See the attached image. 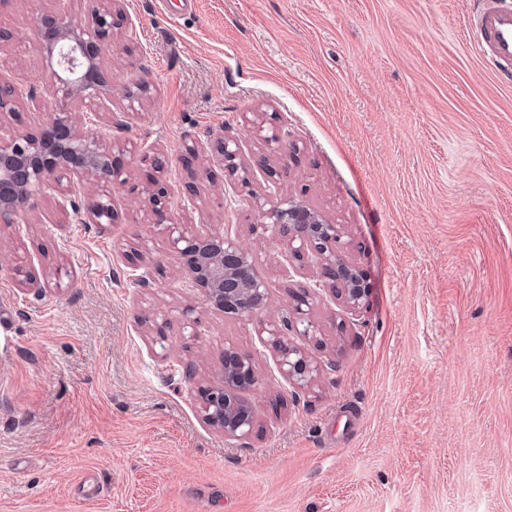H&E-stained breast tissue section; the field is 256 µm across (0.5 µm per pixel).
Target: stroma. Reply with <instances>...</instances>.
<instances>
[{"label": "stroma", "instance_id": "stroma-1", "mask_svg": "<svg viewBox=\"0 0 512 512\" xmlns=\"http://www.w3.org/2000/svg\"><path fill=\"white\" fill-rule=\"evenodd\" d=\"M183 2L126 0L135 49L112 47L97 128L136 182L135 148L163 145L179 192L187 147L225 135L249 158L257 126L283 128L284 189L348 226L369 293L353 322L313 299L320 334L296 343L319 372L295 392L251 325L186 287L138 200L114 192L118 220L91 224L37 197L0 224V512H512V83L469 39L478 0ZM59 9L85 2L0 0L18 36L0 56L37 97L7 130L49 117L35 22ZM223 183L174 217L238 234L285 315L310 279L248 237L249 199ZM228 344L260 371L244 445L196 399Z\"/></svg>", "mask_w": 512, "mask_h": 512}]
</instances>
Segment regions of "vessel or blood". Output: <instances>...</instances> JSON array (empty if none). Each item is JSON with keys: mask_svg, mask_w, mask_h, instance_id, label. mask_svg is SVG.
<instances>
[{"mask_svg": "<svg viewBox=\"0 0 512 512\" xmlns=\"http://www.w3.org/2000/svg\"><path fill=\"white\" fill-rule=\"evenodd\" d=\"M469 34L490 66L512 65V0H483Z\"/></svg>", "mask_w": 512, "mask_h": 512, "instance_id": "vessel-or-blood-1", "label": "vessel or blood"}]
</instances>
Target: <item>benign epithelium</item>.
I'll use <instances>...</instances> for the list:
<instances>
[{"label":"benign epithelium","mask_w":512,"mask_h":512,"mask_svg":"<svg viewBox=\"0 0 512 512\" xmlns=\"http://www.w3.org/2000/svg\"><path fill=\"white\" fill-rule=\"evenodd\" d=\"M79 17L65 11L45 14L37 22L39 46L48 64V92L52 113L39 134H0V224H17L37 194L53 196L63 212L78 210L73 195L78 186L93 181L98 192L85 210L94 224H112L115 210L112 191L122 188L140 194L151 223L163 234L168 250L179 257L191 288L203 291L211 310L254 323L256 336L273 351L281 377L289 386L308 387L317 367L288 336L311 338L318 326L307 317V294L295 298V317L267 319L268 285L255 270L256 257L229 231L206 236L188 234L172 217L173 194L164 177L167 152L158 144L140 150V161L156 172L147 184H133L122 156L125 147L112 135L85 130L77 120L81 112H108L111 100L104 92L108 53L114 36L130 33L122 0H86ZM8 60L0 59V124L19 112L22 99L6 74ZM264 147L256 167L244 162L242 144L221 137L213 151L224 167V183L248 189L259 221L249 225L258 241L275 240L280 254L295 270L315 269L314 287L346 311L360 310L365 296L364 273L347 252L346 225L335 224L281 189L286 153L296 152L288 135L275 129L257 134ZM260 174H255V171ZM262 179H257V176ZM199 192L189 186L179 206L184 212L200 209ZM260 376L252 355L234 347L224 348L217 382L201 386L197 396L205 421L230 440H246L258 430V421L247 393L258 388Z\"/></svg>","instance_id":"obj_1"}]
</instances>
